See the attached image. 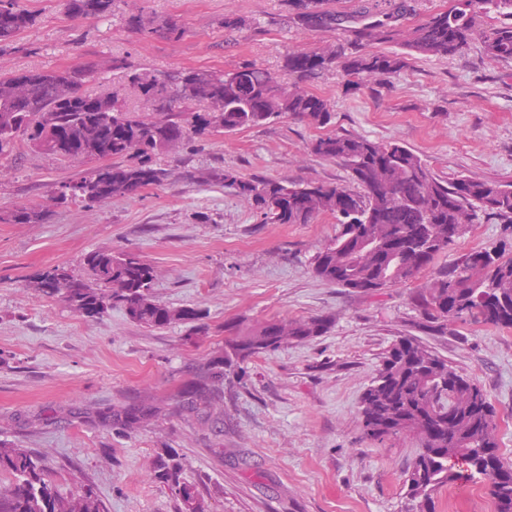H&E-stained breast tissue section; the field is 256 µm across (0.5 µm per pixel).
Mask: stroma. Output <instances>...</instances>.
I'll list each match as a JSON object with an SVG mask.
<instances>
[{"label": "stroma", "mask_w": 512, "mask_h": 512, "mask_svg": "<svg viewBox=\"0 0 512 512\" xmlns=\"http://www.w3.org/2000/svg\"><path fill=\"white\" fill-rule=\"evenodd\" d=\"M35 25L0 48V70L64 69L80 62L95 94L124 89L127 69L221 71L252 63L280 72L288 54L336 40L293 24L287 0H117L112 16L75 18L63 0H21ZM146 12L154 31L127 24ZM236 24L225 27V19ZM181 33L168 35V25ZM124 61L116 69L114 61ZM342 71L306 83L330 101L333 131L396 142L439 175L512 179V60H489L480 40L453 57L413 56L379 85L349 91ZM319 128L288 117L214 135L159 156L168 182L93 207L74 203L45 224L0 222V443L41 455L60 492L93 486L107 512H178L154 477L163 449L180 455L210 512H416L403 473L412 437H368L361 395L389 346L418 336L479 385L498 415L501 459L512 468V328L457 323L429 335L412 297L430 279L357 293L315 277L314 256L335 236L333 217L261 224L250 203L219 184L188 183L184 166L224 167L243 178L348 184L339 164L311 153ZM32 148L0 156V214L45 203L54 183L91 171ZM505 245L512 224L481 221L460 251ZM96 250H130L153 266L155 300L202 312L205 333L176 322L152 330L123 309L89 318L35 286L53 266L81 271ZM331 316L324 335L246 363L230 396L208 412L178 398L224 348L226 326ZM158 406L129 433L105 415L134 402ZM436 512H494L469 478L435 497Z\"/></svg>", "instance_id": "1"}]
</instances>
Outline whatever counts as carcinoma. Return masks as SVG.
<instances>
[{"instance_id": "1", "label": "carcinoma", "mask_w": 512, "mask_h": 512, "mask_svg": "<svg viewBox=\"0 0 512 512\" xmlns=\"http://www.w3.org/2000/svg\"><path fill=\"white\" fill-rule=\"evenodd\" d=\"M0 16V44L34 25L36 17L20 0ZM116 0H65L76 18L112 15ZM361 0L353 12L330 6V0H288L290 19L307 31L336 30L332 55L316 65L309 53L288 56L284 70L292 82L250 64L239 67L238 83H224L218 71L184 69L161 74V84L147 81V73L128 76L143 100L142 109H128L112 96L85 90L91 72L85 65L63 70L0 73V155L24 142L71 162L79 154L97 166L85 175L63 181L66 190L55 206L126 197L160 186L169 171L155 162L166 153L172 138L184 142L222 127L225 134L272 124L284 117L318 128L332 123L328 100L301 85L341 69L348 85L359 90L395 74L414 55L449 57L479 36L492 60H512V22L484 29L477 19L494 10L512 19V0H454L453 7L408 28L402 19L408 0ZM393 43L401 52H372L375 44ZM72 85L76 95L61 97L58 88ZM311 152L339 163L357 190L315 181L243 179L232 170L215 167L206 172L185 169L188 183L200 179L222 184L250 201L262 224H310L329 214L336 220V236L313 258L312 270L321 280L356 292L369 293L405 284L430 268L435 258L453 248L448 225L462 210L471 223L497 219L512 223V180L472 175L444 179L414 151L398 143H382L364 136L328 132L310 144ZM51 209L41 204L20 206L0 220L11 224H43ZM154 269L139 254L98 250L88 253L83 272L63 266L45 270L38 290L60 297L76 312L97 317L114 306L150 329H165L176 321H197L194 308L172 309L150 296ZM422 327L443 335L457 322L512 327V255L502 249H472L457 254L434 272L429 283L413 296ZM329 316L267 322L240 332L232 327L224 350L210 359L204 379L186 395L187 409L199 411L208 394L239 375L252 358L295 342L322 336L331 328ZM364 429L377 440L407 434L419 451L404 473L406 494L418 512H435L439 490L467 475L488 482L495 512H512V482L491 481L490 471L508 470L499 453L498 422L485 391L448 365L422 341L403 336L382 357L360 401ZM123 425L136 428L154 417L149 406L130 407L119 414ZM155 473L180 501V512H207L196 486L183 478L180 456L159 454ZM0 512H106L95 489L84 486L61 495L46 478L42 460L31 450L0 446Z\"/></svg>"}]
</instances>
